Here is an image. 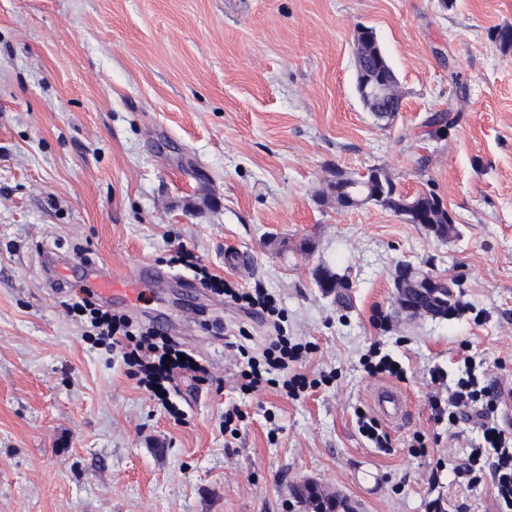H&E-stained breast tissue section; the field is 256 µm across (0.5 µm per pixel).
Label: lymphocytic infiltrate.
<instances>
[{"instance_id": "lymphocytic-infiltrate-1", "label": "lymphocytic infiltrate", "mask_w": 512, "mask_h": 512, "mask_svg": "<svg viewBox=\"0 0 512 512\" xmlns=\"http://www.w3.org/2000/svg\"><path fill=\"white\" fill-rule=\"evenodd\" d=\"M224 294L234 303L247 306L249 312L264 316L273 329L263 349L244 354L238 376L240 392L250 395L280 386L289 395L296 396L307 389L318 388V380L288 373L290 365L306 360L315 346L287 336L283 326L284 310L277 299L261 288L228 286ZM69 310L79 317L84 336L119 351L133 376L138 377L147 391H161L160 402L164 407L172 405L167 392L176 377L196 381L205 371L194 357H181L178 345L159 328H136L125 316L96 307L85 297L70 305ZM482 367V362L468 355L461 360L454 376L432 372V383L447 389L448 396L444 399L431 397L430 403L437 421L447 423L449 435L458 434L462 424L475 420L476 432L470 440L469 453L456 473L468 476L473 483L479 481L483 473H490L500 512H512V433L501 428L494 418L499 407L505 404L507 394L503 389L480 383L478 372ZM475 403L480 404L481 409L472 418L467 410Z\"/></svg>"}]
</instances>
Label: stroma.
I'll use <instances>...</instances> for the list:
<instances>
[{"label":"stroma","instance_id":"stroma-1","mask_svg":"<svg viewBox=\"0 0 512 512\" xmlns=\"http://www.w3.org/2000/svg\"><path fill=\"white\" fill-rule=\"evenodd\" d=\"M505 25L512 0H0V512H312L297 495L307 485L353 512H498L490 474H453L466 450L434 419L429 371L466 351L486 383L512 388ZM361 26L398 79L390 121L357 93ZM452 99L458 124L425 135ZM372 167L403 195L438 196L455 235L317 203L333 169ZM181 246L275 295L289 336L319 346L302 373L332 382L244 397L225 433L232 336L245 329L257 348L269 330L169 266ZM228 251L251 266H226ZM75 254L131 287L133 321L164 318L211 364V381L177 380L180 418L66 316L89 285ZM51 257L66 288L49 285ZM139 263L168 275L135 284ZM403 264L458 276L461 313L402 310ZM321 267L347 281L341 294L318 288ZM375 342L408 369L410 418L389 430L388 453L354 417L369 406L360 359Z\"/></svg>","mask_w":512,"mask_h":512}]
</instances>
